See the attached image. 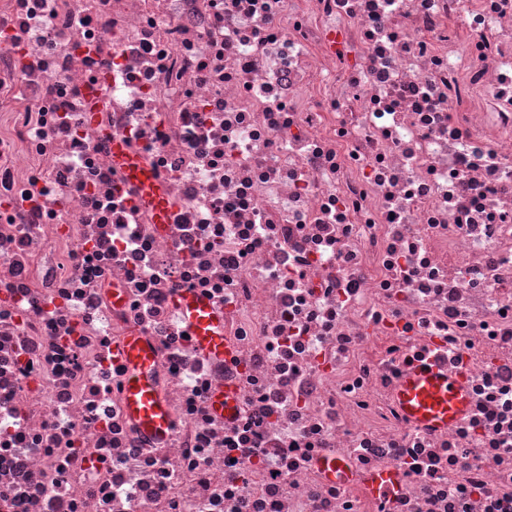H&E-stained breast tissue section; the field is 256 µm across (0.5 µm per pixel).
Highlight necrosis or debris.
I'll return each mask as SVG.
<instances>
[{
  "label": "necrosis or debris",
  "mask_w": 512,
  "mask_h": 512,
  "mask_svg": "<svg viewBox=\"0 0 512 512\" xmlns=\"http://www.w3.org/2000/svg\"><path fill=\"white\" fill-rule=\"evenodd\" d=\"M423 363L447 429L394 399ZM0 512H512V0H0ZM128 176L133 184H135L143 193H152L154 197V203L158 214H162L167 203L165 199L155 194L152 189V180L147 172L141 169V167L131 159L125 160ZM175 306L192 332V338L201 354L207 358L224 359L229 345L224 338V320L194 291L179 289ZM116 353L126 367L123 392L132 421L149 437L169 435L173 417L156 388L153 348L133 333L126 336ZM396 399L411 422L431 429L455 424L468 408L462 379L441 373L432 365L412 369L400 385Z\"/></svg>",
  "instance_id": "1"
}]
</instances>
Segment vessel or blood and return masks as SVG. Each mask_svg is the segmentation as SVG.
Here are the masks:
<instances>
[{"instance_id": "vessel-or-blood-1", "label": "vessel or blood", "mask_w": 512, "mask_h": 512, "mask_svg": "<svg viewBox=\"0 0 512 512\" xmlns=\"http://www.w3.org/2000/svg\"><path fill=\"white\" fill-rule=\"evenodd\" d=\"M175 306L187 322L201 354L212 359L226 356L224 320L194 291L182 288ZM126 367L124 399L138 429L150 437L169 435L173 417L156 388V357L150 344L138 334L126 336L117 350ZM396 399L411 422L431 429L455 424L466 413L468 397L460 377L441 373L431 365L412 369L400 385Z\"/></svg>"}]
</instances>
